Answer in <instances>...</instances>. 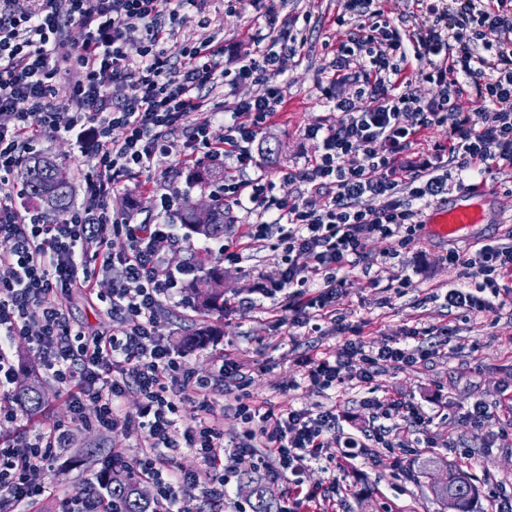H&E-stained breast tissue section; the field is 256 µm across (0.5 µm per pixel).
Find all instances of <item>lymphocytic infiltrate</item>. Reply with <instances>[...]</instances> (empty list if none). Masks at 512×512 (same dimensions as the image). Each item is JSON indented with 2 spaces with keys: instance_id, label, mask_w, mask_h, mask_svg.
Listing matches in <instances>:
<instances>
[{
  "instance_id": "lymphocytic-infiltrate-1",
  "label": "lymphocytic infiltrate",
  "mask_w": 512,
  "mask_h": 512,
  "mask_svg": "<svg viewBox=\"0 0 512 512\" xmlns=\"http://www.w3.org/2000/svg\"><path fill=\"white\" fill-rule=\"evenodd\" d=\"M197 0H42L39 9L26 0H0V338L30 336L43 355L42 370L62 389L74 414L83 421L84 399L97 405L95 426L110 429L132 423L144 437L134 463L144 481L156 489L158 512H182L179 490L200 489L213 501L224 500L237 475L234 462L260 454L271 480L287 479L289 497L281 512H300L304 504L330 501L335 485L307 487L304 474L319 460L339 419L336 406L278 408L257 403L243 364L222 356L213 378L195 377L183 353L167 344L158 316L164 301L178 294L193 267L172 272L165 255L181 240L170 224H132L111 213L108 199L123 176L149 170L156 155L190 163L196 153L233 160L239 170L256 167L253 144L283 109L279 82L285 55L296 53L298 38L280 35L279 49H266L221 67L223 47L204 41L187 48L179 63L160 49L181 11ZM388 0H342L336 26H352L338 42L335 71L322 89L339 114L336 123L313 124L305 133L322 142L321 153L299 171L279 169L276 176L247 180L227 178L225 199L253 214L235 242L218 252L239 265L258 249L280 257L276 276L256 283L263 297L284 295L295 317L293 326L320 332L342 298L346 272L367 258L374 238L391 240L388 258L419 240L422 208L448 192L451 176L479 188L486 174L512 169V0H416L414 28L396 25ZM78 23L85 37L66 45V23ZM142 45L138 59L125 53L129 41ZM417 69H409V60ZM74 80L60 83L61 71ZM111 75L104 85L103 75ZM433 89L422 98L414 81ZM265 82L263 95L237 98L224 114L210 107L206 87L235 88ZM474 97L469 112L459 103ZM70 110L60 123L61 110ZM193 124L188 142L170 134L185 118ZM224 121V139H211L216 119ZM120 137H113V130ZM439 129L445 139L430 142L417 159L407 154L425 132ZM75 137L88 149L90 162L78 178L79 205L48 221L20 209L15 181L35 145L59 134ZM407 175L396 180L397 166ZM310 185V196L272 202L276 182ZM127 247L113 252V237ZM99 260L97 271L88 257ZM306 257L298 265L297 257ZM443 260L465 268L466 279L444 293H431L459 316L497 313L512 305V246L483 244L471 255L451 249ZM111 277L100 291L98 281ZM96 297L120 331L86 332L73 328L67 302L73 291ZM40 311L37 335H29L31 308ZM350 334L336 352L306 354L298 364L304 378L322 390L363 389L361 405L370 424L360 434L342 437L345 451L336 466L345 471L369 459L374 447L433 448L430 416L421 405L400 395L378 394L372 385L384 367L406 370L440 355L453 326L418 322L405 328L402 341L378 347L361 340V326L337 321ZM136 390L143 404L135 417L122 413V401ZM198 395L191 424L181 422V395ZM231 392L242 421L232 444L215 414L214 399ZM67 429L56 426L20 447L0 442V505L37 504L46 489L34 480L50 469ZM191 450L199 470L174 467L176 453Z\"/></svg>"
}]
</instances>
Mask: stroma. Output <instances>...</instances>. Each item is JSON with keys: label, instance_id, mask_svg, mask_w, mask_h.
<instances>
[{"label": "stroma", "instance_id": "35a3bbf8", "mask_svg": "<svg viewBox=\"0 0 512 512\" xmlns=\"http://www.w3.org/2000/svg\"><path fill=\"white\" fill-rule=\"evenodd\" d=\"M339 0H257L256 4L228 7L225 0H199L197 6L182 11L181 20L162 45L165 55L180 61L185 48L202 41H214L224 48L221 64L257 55L264 42L256 32L275 37L291 28L299 33L302 45L297 54L283 63L286 106L264 129L261 138L278 150V162L268 165L301 170L319 153V140L306 138L311 124L329 123L337 114L325 106L321 91L333 74L336 40L344 31L333 19ZM173 187L189 199H209V189L193 184L187 174L176 173L172 158L155 156L150 170L125 177L109 199V208L135 224H157L164 216L157 207V189ZM446 241L422 233L418 243L399 258L376 264L371 275L380 285L370 288L366 275L353 270L347 278L339 309L347 323L365 324L364 341L380 345L401 338L404 329L415 321L441 325L454 323L455 334L441 355L427 364L401 371L382 369L373 384L379 392H393L413 398L432 416L435 448H375L368 460L354 469L333 472L341 450L336 438H328L318 464L305 472L309 487H325L329 482L351 486L353 492L336 499V512H446L437 502L431 485L440 474L439 463H449L468 471L479 492L480 506H487L501 487L512 488V418L501 403L505 392H512V310L494 315L477 313L470 317L449 318L441 303H423L427 290L444 288L462 278L463 268H451L442 256ZM273 252L255 254L244 267L221 264L218 255L200 256L197 250L176 248L166 255L169 269L195 266L197 277L211 267L224 270L225 309L201 314L193 306L168 302L161 311V333L175 349L184 350L196 374L210 375L217 357L238 358L252 375V392L268 406L293 404L314 408L337 404L338 425L355 433L368 425V413L359 401L360 394L349 389L342 394L321 390L303 379L299 356L313 352L336 351L345 341L331 319L321 322L320 334L290 335L289 312L284 296L267 299L251 293L259 278L276 271ZM406 275L410 285L403 294L390 288L392 280ZM73 322L95 332L121 329L118 319L104 313L97 300L73 294L69 302ZM45 403L41 414L23 415L21 428L8 434L10 444L22 445L26 435L56 424L67 425L68 443L59 449L54 468L37 473L36 482L45 484L49 495L38 506L39 512H56L64 497L84 488L111 457L113 449L135 455L143 440L140 429L118 425L103 431L72 423L64 395L53 381H45ZM484 403L491 418L482 425H470L462 415L474 402ZM432 466H425L426 458ZM414 465V479H406L399 461Z\"/></svg>", "mask_w": 512, "mask_h": 512}]
</instances>
